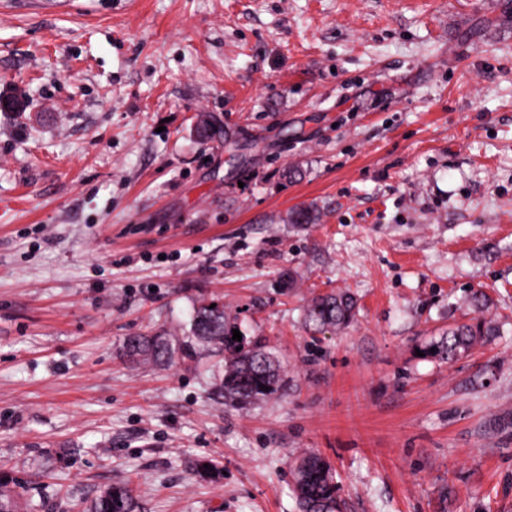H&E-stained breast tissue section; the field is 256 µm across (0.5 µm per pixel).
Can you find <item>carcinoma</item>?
<instances>
[{"mask_svg":"<svg viewBox=\"0 0 512 512\" xmlns=\"http://www.w3.org/2000/svg\"><path fill=\"white\" fill-rule=\"evenodd\" d=\"M357 301L347 291H330L315 295L303 311V321L311 331L326 326L342 327L353 321ZM238 328L235 319L224 312V305L201 301L195 309L187 331L168 336H130L127 349L139 364L164 366L175 355L191 357L198 348L224 356L218 372L224 404L244 409L278 395L284 374L278 358L264 349L258 340L244 335L232 339ZM496 335L494 324L478 319L464 324L430 342L423 354L451 364L469 353L474 343ZM266 389H261V386ZM293 492L299 512H340L339 485L328 460L315 452L298 457L292 468ZM87 512H141V502L127 482H117L101 489L90 501Z\"/></svg>","mask_w":512,"mask_h":512,"instance_id":"cac0c4a2","label":"carcinoma"}]
</instances>
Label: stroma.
Instances as JSON below:
<instances>
[{"mask_svg": "<svg viewBox=\"0 0 512 512\" xmlns=\"http://www.w3.org/2000/svg\"><path fill=\"white\" fill-rule=\"evenodd\" d=\"M344 288L356 321L306 330ZM477 290L496 336L418 356ZM204 299L276 353L279 396L226 407L206 351L123 356ZM308 450L344 512H512V0H0V471L23 512L127 479L144 512H297Z\"/></svg>", "mask_w": 512, "mask_h": 512, "instance_id": "1", "label": "stroma"}]
</instances>
